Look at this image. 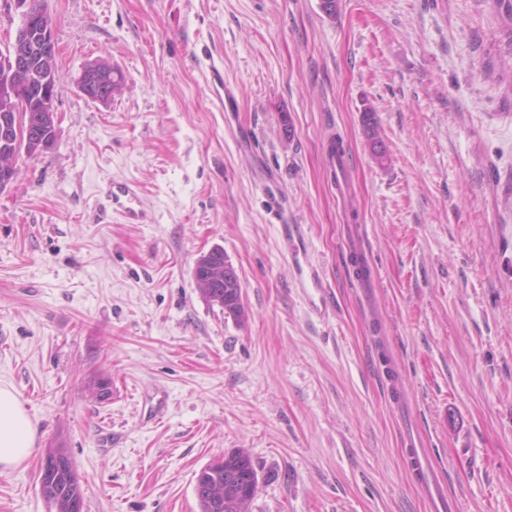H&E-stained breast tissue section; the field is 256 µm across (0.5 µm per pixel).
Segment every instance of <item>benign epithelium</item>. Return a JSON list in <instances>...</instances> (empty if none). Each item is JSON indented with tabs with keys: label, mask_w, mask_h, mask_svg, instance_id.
Segmentation results:
<instances>
[{
	"label": "benign epithelium",
	"mask_w": 512,
	"mask_h": 512,
	"mask_svg": "<svg viewBox=\"0 0 512 512\" xmlns=\"http://www.w3.org/2000/svg\"><path fill=\"white\" fill-rule=\"evenodd\" d=\"M25 11L22 24L18 28L10 52L0 57V112L28 111L27 98L19 89V74L31 61H37L47 78L41 85L43 99L41 111L53 113L54 94L52 81L58 72V51L53 36L52 20L44 13H34L28 0H17ZM112 69L104 61L91 63L82 70L76 84L79 91L89 99L103 103L104 92L112 87Z\"/></svg>",
	"instance_id": "obj_1"
}]
</instances>
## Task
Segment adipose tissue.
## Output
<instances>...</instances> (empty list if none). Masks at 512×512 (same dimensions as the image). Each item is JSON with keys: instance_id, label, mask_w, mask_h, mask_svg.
Returning <instances> with one entry per match:
<instances>
[{"instance_id": "adipose-tissue-1", "label": "adipose tissue", "mask_w": 512, "mask_h": 512, "mask_svg": "<svg viewBox=\"0 0 512 512\" xmlns=\"http://www.w3.org/2000/svg\"><path fill=\"white\" fill-rule=\"evenodd\" d=\"M36 434L13 388L0 385V472L18 467L34 453Z\"/></svg>"}]
</instances>
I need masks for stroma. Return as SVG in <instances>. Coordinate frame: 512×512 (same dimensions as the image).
I'll use <instances>...</instances> for the list:
<instances>
[{
  "mask_svg": "<svg viewBox=\"0 0 512 512\" xmlns=\"http://www.w3.org/2000/svg\"><path fill=\"white\" fill-rule=\"evenodd\" d=\"M45 6L55 142L0 191V381L39 433L0 473V512H47L38 473L57 445L84 512H198V473L234 448L259 474L251 512H428L409 429L462 512H512V35L494 0H337L332 17L321 0ZM97 59L124 75L106 105L76 85ZM110 180L138 184L149 223L104 214ZM282 220L302 227L321 310ZM216 246L243 321L195 287ZM98 376L108 401L88 395Z\"/></svg>",
  "mask_w": 512,
  "mask_h": 512,
  "instance_id": "1",
  "label": "stroma"
}]
</instances>
